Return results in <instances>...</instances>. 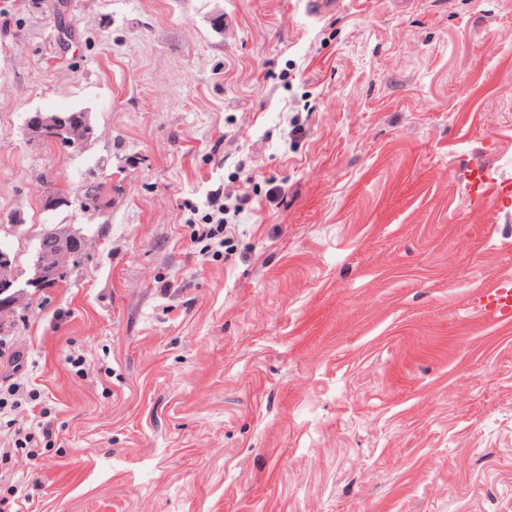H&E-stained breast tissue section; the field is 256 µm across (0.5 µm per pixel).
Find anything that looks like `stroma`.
Returning <instances> with one entry per match:
<instances>
[{
  "label": "stroma",
  "mask_w": 512,
  "mask_h": 512,
  "mask_svg": "<svg viewBox=\"0 0 512 512\" xmlns=\"http://www.w3.org/2000/svg\"><path fill=\"white\" fill-rule=\"evenodd\" d=\"M69 110L81 148L26 139ZM480 164L512 185V0H0V241L25 270L43 227L84 238L0 336L35 393L6 418L53 424L0 512H512V322L481 305L512 201ZM215 207V208H214ZM213 212L205 216L209 221L202 224L201 234L195 239L215 240L220 234L224 233V203H218L217 200L212 201ZM216 224L215 227H213Z\"/></svg>",
  "instance_id": "stroma-1"
}]
</instances>
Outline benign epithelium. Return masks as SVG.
Listing matches in <instances>:
<instances>
[{
    "instance_id": "7a95c632",
    "label": "benign epithelium",
    "mask_w": 512,
    "mask_h": 512,
    "mask_svg": "<svg viewBox=\"0 0 512 512\" xmlns=\"http://www.w3.org/2000/svg\"><path fill=\"white\" fill-rule=\"evenodd\" d=\"M43 130L48 137L59 145H73V132L70 124L59 114L36 112L26 122ZM59 249L53 255L39 258L30 276L19 279L16 273L17 256L8 247H0V319L7 321L17 315V307L22 303L56 288L61 284V278L67 273V264L71 259L72 248L79 240L80 234L69 227L56 229Z\"/></svg>"
}]
</instances>
